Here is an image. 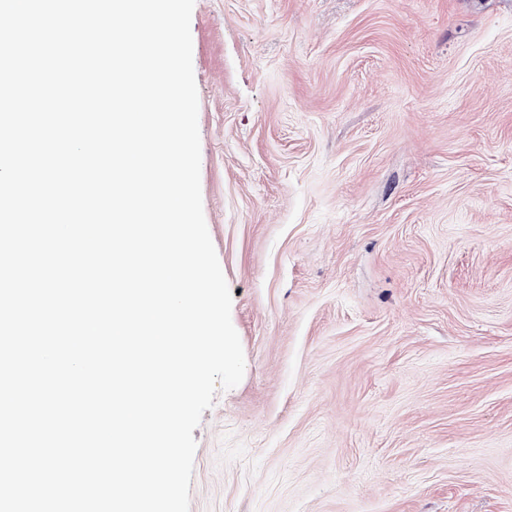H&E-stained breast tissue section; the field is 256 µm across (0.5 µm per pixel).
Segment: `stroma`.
<instances>
[{
	"instance_id": "35a3bbf8",
	"label": "stroma",
	"mask_w": 512,
	"mask_h": 512,
	"mask_svg": "<svg viewBox=\"0 0 512 512\" xmlns=\"http://www.w3.org/2000/svg\"><path fill=\"white\" fill-rule=\"evenodd\" d=\"M245 357L190 512H512V0H195Z\"/></svg>"
}]
</instances>
